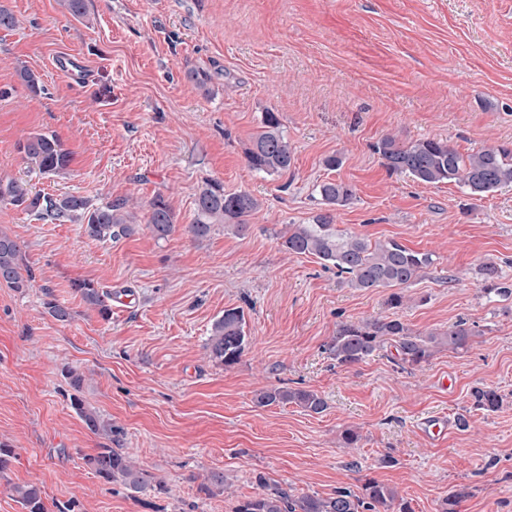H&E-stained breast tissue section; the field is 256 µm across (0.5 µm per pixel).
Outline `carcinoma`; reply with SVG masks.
Returning a JSON list of instances; mask_svg holds the SVG:
<instances>
[{
    "mask_svg": "<svg viewBox=\"0 0 512 512\" xmlns=\"http://www.w3.org/2000/svg\"><path fill=\"white\" fill-rule=\"evenodd\" d=\"M18 150L29 164L45 175L61 174L72 162V153L53 133L32 134L19 144ZM375 151L390 171L408 174L422 183L454 182L469 194L481 197L512 186V152L500 146H483L462 155L441 139L403 143L386 135L377 142ZM246 160L252 170L267 176L280 175L291 168L294 151L278 113H262L260 130L252 138ZM319 194L322 204L336 207L348 203L353 190L341 182H326L319 187ZM6 198L15 205L24 204L37 211L43 219H77L82 222L84 234L97 241H118L135 230L136 216L126 211L124 201H109L93 208L82 196L54 198L34 193L26 181L8 185L0 192V199ZM195 205L196 218L188 225V233L198 239L207 237L215 224H231L237 230H243L246 217L259 208L258 200L250 193H227L224 183L216 179L203 182ZM147 223L158 239L167 238L175 230L173 212L163 196L157 195L149 201ZM279 238L288 252L316 257L324 266L335 268L346 284L360 290L406 285L435 262L433 254L413 250L395 239L372 243L349 234L333 224L329 212L317 215L311 224L285 225ZM484 275L489 281L484 288L486 294L512 296V282L503 279L495 266H485ZM0 281L17 289L28 282L22 274L21 246L3 234H0ZM73 288L87 308L103 318L110 315L108 300L112 299L111 294L100 291L88 280L74 281ZM46 297L43 305L53 318L61 322L71 318L69 308L49 293ZM245 326L242 310H224L211 328L207 344L210 357L227 367L238 363L248 344ZM471 336L473 330L464 320L456 321L441 332L422 334L413 332L398 318H377L339 325L336 335L327 344V351L336 365L342 367L358 364L392 347L395 350L392 362L405 370L428 362L439 348L467 349ZM470 396L476 410L494 412L502 404L501 395L492 388L475 386ZM257 403L260 406L296 404L314 414L327 408L326 401L317 393L292 388L266 390L258 395ZM71 404L91 432L102 431L109 437L119 435V431L112 429V425L104 422L79 396H72ZM84 461L105 482L120 484L132 493L147 489L165 492L162 482L136 466L119 448H99L94 454L85 456ZM256 483L258 491L237 501L233 512H411L395 488L374 479L366 480L359 495L338 488L326 497L290 494L269 483L261 474L256 476ZM200 491L209 496L223 492L224 474H210L207 482L201 484ZM13 492L25 512H46L44 492L39 484L16 485Z\"/></svg>",
    "mask_w": 512,
    "mask_h": 512,
    "instance_id": "cac0c4a2",
    "label": "carcinoma"
}]
</instances>
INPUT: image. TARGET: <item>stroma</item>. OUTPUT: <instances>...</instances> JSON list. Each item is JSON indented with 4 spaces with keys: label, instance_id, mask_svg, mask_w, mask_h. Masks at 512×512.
I'll use <instances>...</instances> for the list:
<instances>
[{
    "label": "stroma",
    "instance_id": "1",
    "mask_svg": "<svg viewBox=\"0 0 512 512\" xmlns=\"http://www.w3.org/2000/svg\"><path fill=\"white\" fill-rule=\"evenodd\" d=\"M86 17L59 0H0L16 28L0 29V188L128 199L132 235L100 242L79 221L43 220L0 201V234L22 246L26 287L0 284V512H23L15 485L42 486L47 512H233L254 477L295 494L394 486L412 512H512V297L486 294L482 269L512 281V187L468 195L389 172L374 146L436 138L461 154L512 147V0H85ZM81 57L88 82L55 61ZM28 68L34 92L18 72ZM207 72L206 86L186 77ZM278 113L294 147L287 173L251 170L245 151L264 112ZM55 133L73 154L66 173L42 176L19 154L26 137ZM342 164L330 169L326 157ZM260 203L245 232L195 219L202 181ZM335 180L354 197L338 228L396 239L435 263L402 286L348 287L335 269L288 253L287 224L321 210L317 188ZM163 195L174 232L157 239L147 204ZM112 294V314L88 310L72 283ZM70 308L60 322L46 295ZM243 309L249 344L230 367L209 356L213 322ZM401 319L413 331L474 328L463 351L440 350L403 371L381 351L350 367L326 349L338 324ZM82 373L73 391L66 369ZM498 391L502 406L474 410L470 391ZM312 390L327 409L257 406L263 390ZM79 394L121 431L119 446L167 488L130 493L90 470L84 455L108 446L70 398ZM467 418L461 428L459 418ZM451 422L431 440L424 419ZM359 440L344 447L345 430ZM222 472L224 494L199 490Z\"/></svg>",
    "mask_w": 512,
    "mask_h": 512
}]
</instances>
